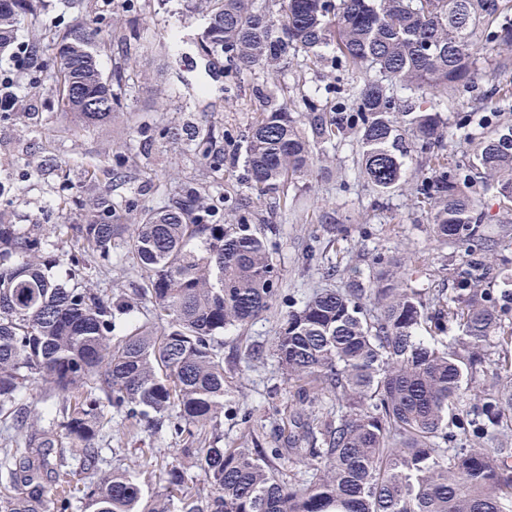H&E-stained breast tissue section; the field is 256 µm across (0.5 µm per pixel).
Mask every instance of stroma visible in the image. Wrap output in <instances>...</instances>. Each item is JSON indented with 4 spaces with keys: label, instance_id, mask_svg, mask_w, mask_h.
I'll return each instance as SVG.
<instances>
[{
    "label": "stroma",
    "instance_id": "stroma-1",
    "mask_svg": "<svg viewBox=\"0 0 512 512\" xmlns=\"http://www.w3.org/2000/svg\"><path fill=\"white\" fill-rule=\"evenodd\" d=\"M140 3L134 11L125 0L96 4L102 16L124 14L134 31L127 38L113 37L98 57L106 78L118 65H135L111 123L84 125L58 110L52 94L28 99L24 81H17L19 106L0 119V211L16 224L50 228L83 223L78 207L59 209L60 197L85 194L86 165L110 169L121 160L128 179L114 186L113 193L121 203L122 223H129L136 210L163 206L186 182L205 183L215 196L234 190L240 202L250 203L252 210L269 219L281 298L263 317L224 334V371L231 392L224 402L221 429L225 447L278 448L299 408L296 386L282 373L271 350L289 306L301 305L315 291L344 287L351 268L369 271L380 256L407 257L417 269L415 286L428 287L443 248L409 188L381 198L373 193L361 172L355 140L327 147V162L290 187L287 198L271 194L254 203L244 182H229L224 171L209 168L184 141L160 137L164 127L190 131L211 125L219 134L218 148L231 153L237 145L224 138V130L248 128L266 94L292 112L302 111L301 97L307 94L330 112L349 101L353 82L336 70L332 60L314 67L297 55L276 73L228 70L225 58L211 62L198 52L194 36L202 18L199 0ZM82 16V6L72 0H44L42 10L25 21L18 39L26 41L29 30L75 22ZM30 108L37 112V120L28 119ZM145 131L155 134L146 151L140 146ZM47 155L55 157L61 173L40 171ZM325 211L335 213V223H321ZM315 239L324 247L307 257ZM98 447L97 460L84 468L79 465L82 450L63 447L74 485H95L115 471L137 478L148 463L181 460L174 439L162 433L147 435L119 416L113 417Z\"/></svg>",
    "mask_w": 512,
    "mask_h": 512
}]
</instances>
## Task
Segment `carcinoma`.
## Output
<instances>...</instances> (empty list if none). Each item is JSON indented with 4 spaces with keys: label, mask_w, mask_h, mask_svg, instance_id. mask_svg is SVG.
Masks as SVG:
<instances>
[{
    "label": "carcinoma",
    "mask_w": 512,
    "mask_h": 512,
    "mask_svg": "<svg viewBox=\"0 0 512 512\" xmlns=\"http://www.w3.org/2000/svg\"><path fill=\"white\" fill-rule=\"evenodd\" d=\"M42 2L0 0L1 52ZM78 2L81 22L31 36L21 77L36 96L50 74L60 111L104 124L127 68L103 78L95 31L119 20L100 16L95 0ZM203 2L204 56L274 71L291 53L313 66L330 54L355 92L333 112L308 113L306 129L270 98L242 134L227 135L240 138L242 156L215 151L199 130L188 138L195 154L230 178L243 163L257 201L288 197L325 147L350 138L381 195L401 183L407 161L427 155L411 193L437 241L452 248L439 269L448 287L413 288L414 269L380 257L375 276L354 270L346 287L288 311L272 350L296 383L303 432L283 448H224L221 337L277 301L268 238L231 192L215 198L201 183L120 224L112 189L96 188V171L85 169L93 192L75 201L85 219L71 226L66 253L44 225L15 224L0 212V418H28L15 402L32 384L64 402L56 425L23 453L0 450L10 484L0 512H43L47 482L60 477L54 449L66 439L92 462L114 411L152 435L167 428L182 442L183 462L165 464L163 484L149 494L125 473L103 476L85 493L91 512H512L506 449L481 445L512 426V386H500L512 372V309L495 290L499 242L484 227L512 215V124L496 120L486 132L490 117L473 124L461 115L476 145L450 162L448 119L431 105L402 109L397 98L399 90L446 97L486 81L485 105L512 97L501 81L512 72V0H282L276 11L254 0ZM483 50L497 51L490 71L479 65ZM490 185L495 214L481 196ZM63 256L69 272L60 280L52 269ZM114 265L139 278L132 293L99 288L98 276ZM478 378L468 412L460 402ZM325 393L336 398V419L313 423L304 406ZM292 454L312 469L308 478H283L276 461ZM186 462L204 472L206 497L188 486Z\"/></svg>",
    "instance_id": "1"
}]
</instances>
